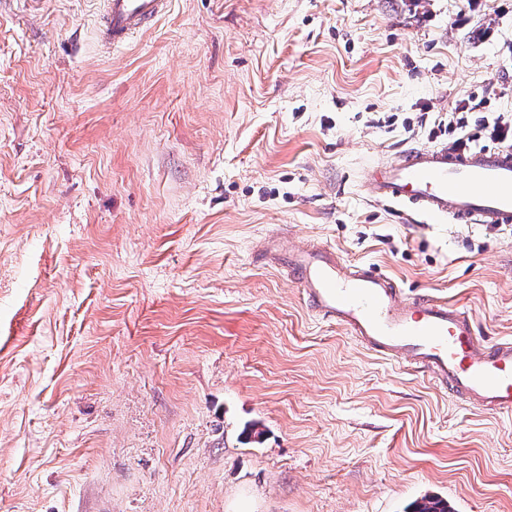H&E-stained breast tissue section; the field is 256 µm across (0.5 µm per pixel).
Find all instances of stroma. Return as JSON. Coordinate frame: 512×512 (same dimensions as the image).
I'll use <instances>...</instances> for the list:
<instances>
[{"label":"stroma","mask_w":512,"mask_h":512,"mask_svg":"<svg viewBox=\"0 0 512 512\" xmlns=\"http://www.w3.org/2000/svg\"><path fill=\"white\" fill-rule=\"evenodd\" d=\"M0 0V512H512V416L312 312L259 250L335 248L512 338V229L362 171L512 114V0ZM103 35L112 45H122L163 10L164 0H105Z\"/></svg>","instance_id":"1"}]
</instances>
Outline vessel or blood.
<instances>
[{
	"instance_id": "obj_1",
	"label": "vessel or blood",
	"mask_w": 512,
	"mask_h": 512,
	"mask_svg": "<svg viewBox=\"0 0 512 512\" xmlns=\"http://www.w3.org/2000/svg\"><path fill=\"white\" fill-rule=\"evenodd\" d=\"M103 35L115 45L152 22L165 0H105ZM375 199L436 220L512 226V147L412 148L369 167ZM268 258L302 288L309 306L367 349L427 372L473 410L512 414V339L479 336L467 311L431 296L408 297L373 265L333 248L273 247Z\"/></svg>"
}]
</instances>
